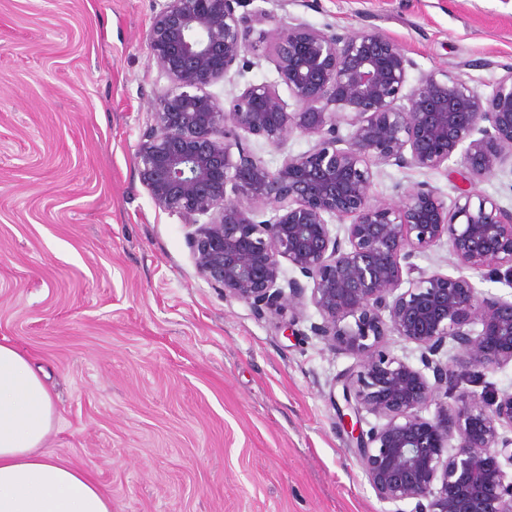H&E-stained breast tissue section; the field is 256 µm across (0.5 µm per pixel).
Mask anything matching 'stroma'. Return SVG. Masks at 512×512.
Wrapping results in <instances>:
<instances>
[{
    "instance_id": "35a3bbf8",
    "label": "stroma",
    "mask_w": 512,
    "mask_h": 512,
    "mask_svg": "<svg viewBox=\"0 0 512 512\" xmlns=\"http://www.w3.org/2000/svg\"><path fill=\"white\" fill-rule=\"evenodd\" d=\"M163 0H0V342L42 369L46 452L89 472L112 512H411L378 498L340 414L354 355L226 297L188 229L141 185L138 144L169 80L144 35ZM253 49L210 91L230 103L277 78L265 13L327 32L376 30L413 66L491 94L512 70V0H246ZM425 183L512 210V161L475 178L453 157L382 165L373 193Z\"/></svg>"
}]
</instances>
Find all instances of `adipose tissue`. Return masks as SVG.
I'll use <instances>...</instances> for the list:
<instances>
[{
    "label": "adipose tissue",
    "instance_id": "obj_1",
    "mask_svg": "<svg viewBox=\"0 0 512 512\" xmlns=\"http://www.w3.org/2000/svg\"><path fill=\"white\" fill-rule=\"evenodd\" d=\"M55 409L15 347L0 343V512H112V499L85 471L41 450Z\"/></svg>",
    "mask_w": 512,
    "mask_h": 512
}]
</instances>
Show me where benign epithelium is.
Returning <instances> with one entry per match:
<instances>
[{"mask_svg":"<svg viewBox=\"0 0 512 512\" xmlns=\"http://www.w3.org/2000/svg\"><path fill=\"white\" fill-rule=\"evenodd\" d=\"M243 4L166 0L153 18L149 60L171 88L154 102V128L135 154L141 184L158 208L184 218L207 282L258 312L291 313L285 334L311 302L321 317L314 334L359 359L339 382L356 458L381 500L411 501L412 512H512V392L448 406V388L512 364V300L412 262L445 244L459 267L511 282L512 213L474 192L449 208L427 184L382 202L372 170H440L459 152L473 176L493 173L512 159V72L488 97L435 73L406 92L412 61L397 41L284 28L269 12L279 82L251 84L225 107L208 87L252 45L251 19L236 11ZM280 82L296 101L291 112ZM242 132L273 145L297 132L311 146L271 169L241 147ZM256 203L274 216L256 220ZM345 219V235L333 232ZM283 259L312 288L284 277ZM389 336L416 344L422 367L391 354ZM448 343L461 352L452 363L438 358ZM432 405L434 416L423 417ZM364 412L379 419L367 431Z\"/></svg>","mask_w":512,"mask_h":512,"instance_id":"benign-epithelium-1","label":"benign epithelium"}]
</instances>
